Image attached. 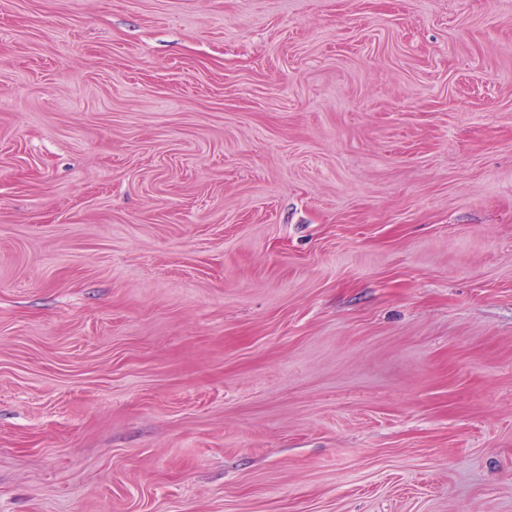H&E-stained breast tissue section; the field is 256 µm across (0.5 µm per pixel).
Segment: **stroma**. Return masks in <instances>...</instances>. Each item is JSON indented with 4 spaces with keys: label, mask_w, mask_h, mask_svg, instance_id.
<instances>
[{
    "label": "stroma",
    "mask_w": 512,
    "mask_h": 512,
    "mask_svg": "<svg viewBox=\"0 0 512 512\" xmlns=\"http://www.w3.org/2000/svg\"><path fill=\"white\" fill-rule=\"evenodd\" d=\"M0 512H512V0H0Z\"/></svg>",
    "instance_id": "1"
}]
</instances>
